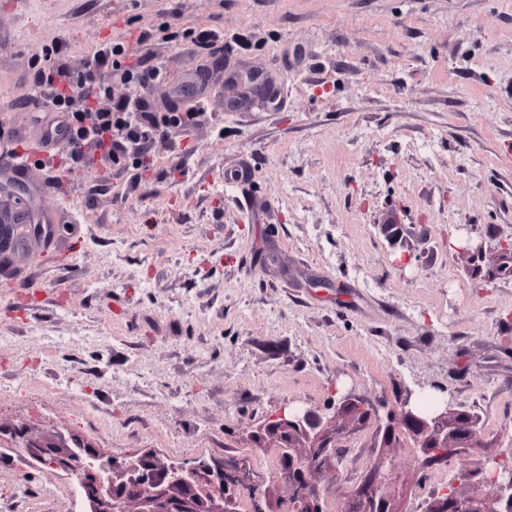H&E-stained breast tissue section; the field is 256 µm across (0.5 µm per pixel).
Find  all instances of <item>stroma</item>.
Masks as SVG:
<instances>
[{"instance_id": "35a3bbf8", "label": "stroma", "mask_w": 512, "mask_h": 512, "mask_svg": "<svg viewBox=\"0 0 512 512\" xmlns=\"http://www.w3.org/2000/svg\"><path fill=\"white\" fill-rule=\"evenodd\" d=\"M177 6L224 55L158 31ZM166 70L152 109L199 108L130 164L43 189L46 152L0 162V203L52 225L0 254V512H73L71 471L20 450L125 460L271 458L286 404L400 411L446 388L479 433L455 473L512 453V0H0V143L40 142L22 99L42 47L82 69L128 24ZM258 70L273 102L237 82ZM183 156H175L176 147ZM248 161L249 175L237 167ZM336 453L352 500L379 457L396 512L439 466L357 413Z\"/></svg>"}]
</instances>
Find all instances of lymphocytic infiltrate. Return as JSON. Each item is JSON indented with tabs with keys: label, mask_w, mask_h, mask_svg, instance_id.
<instances>
[{
	"label": "lymphocytic infiltrate",
	"mask_w": 512,
	"mask_h": 512,
	"mask_svg": "<svg viewBox=\"0 0 512 512\" xmlns=\"http://www.w3.org/2000/svg\"><path fill=\"white\" fill-rule=\"evenodd\" d=\"M149 38L148 32L127 30L123 40L97 45L79 71L68 68L56 49L43 48L31 78L27 109L56 113L51 130L44 133L49 154L57 160V173L50 178V186L59 185L62 173L70 174L87 165V142H95L113 163L128 160L133 167L145 169L150 165L147 145L160 127L177 124L187 128L193 124L194 110L175 109L158 117L149 112L142 99V89L164 77L163 69L139 51ZM116 79L126 84L128 93L112 111H101L98 104L110 97ZM57 129L62 139L54 138Z\"/></svg>",
	"instance_id": "obj_1"
}]
</instances>
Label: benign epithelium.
I'll list each match as a JSON object with an SVG mask.
<instances>
[{"instance_id": "7a95c632", "label": "benign epithelium", "mask_w": 512, "mask_h": 512, "mask_svg": "<svg viewBox=\"0 0 512 512\" xmlns=\"http://www.w3.org/2000/svg\"><path fill=\"white\" fill-rule=\"evenodd\" d=\"M89 166L102 174L109 158L96 146H85ZM448 405L429 411L410 406L405 399L399 423L388 427L382 445L392 448L403 430L420 447L442 455L448 446L466 448L477 434L474 421L464 415L448 420ZM336 406H285L268 424L275 448L288 457L278 471L279 480L291 491V512H329L326 499L312 481L313 475L331 463L332 448L339 436L328 430L336 419ZM28 451L51 466H64L87 486L90 512H239L241 499L254 487V473L241 462L224 470V477L212 475L209 465L179 467L153 455H142L112 466L106 477L84 470L83 464L52 447L31 445ZM501 459L492 457L463 478L448 485V491L433 492L422 502L420 512H512V471L498 468ZM385 461L372 465L371 474L362 484L358 500L338 512H396L392 500L382 492L386 481ZM493 486L491 496L474 495L471 484Z\"/></svg>"}]
</instances>
